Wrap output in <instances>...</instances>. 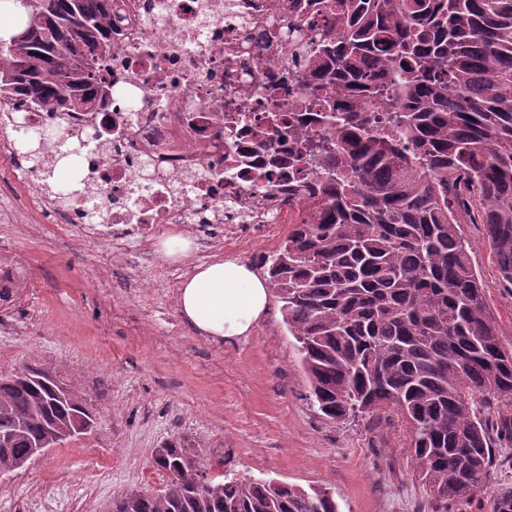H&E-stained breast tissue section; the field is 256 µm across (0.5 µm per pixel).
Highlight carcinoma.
<instances>
[{"instance_id":"cac0c4a2","label":"carcinoma","mask_w":512,"mask_h":512,"mask_svg":"<svg viewBox=\"0 0 512 512\" xmlns=\"http://www.w3.org/2000/svg\"><path fill=\"white\" fill-rule=\"evenodd\" d=\"M292 12L258 34L280 59L258 88L265 145L306 210L267 257L268 281L319 416L396 411L433 512H448L482 489L492 438L512 441V415L492 423L474 410L479 395L512 405V352L457 230L464 217L484 225L512 285V0H292ZM38 13V41L0 47V94L108 111L112 0H32L16 27ZM296 14L325 17L335 36ZM302 112L326 136L286 148ZM19 287L0 272L1 302ZM25 370L0 378V473L90 406L51 368ZM153 463L167 486L123 495L112 512H338L323 489L207 478L194 439ZM492 512H512V487Z\"/></svg>"}]
</instances>
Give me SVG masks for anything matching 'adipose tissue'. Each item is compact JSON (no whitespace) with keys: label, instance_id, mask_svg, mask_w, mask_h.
<instances>
[{"label":"adipose tissue","instance_id":"adipose-tissue-1","mask_svg":"<svg viewBox=\"0 0 512 512\" xmlns=\"http://www.w3.org/2000/svg\"><path fill=\"white\" fill-rule=\"evenodd\" d=\"M182 317L215 342L249 336L268 311V284L252 266L236 258L200 265L178 295Z\"/></svg>","mask_w":512,"mask_h":512}]
</instances>
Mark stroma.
Here are the masks:
<instances>
[{"mask_svg": "<svg viewBox=\"0 0 512 512\" xmlns=\"http://www.w3.org/2000/svg\"><path fill=\"white\" fill-rule=\"evenodd\" d=\"M289 231L252 224L238 245L224 225L188 227L199 246L176 260L133 239L64 234L44 223L0 157V259L24 271L23 287L0 304V373L49 366L97 417L87 435L0 475V512H108L126 493L161 490L168 478L153 456L180 437L203 444L212 473L327 488L339 512H432L396 412L336 424L318 416L278 299L233 343L211 341L181 317L167 270L187 278L223 256L260 270ZM459 232L500 342L512 350V287L498 276L483 225ZM494 455L483 488L451 512H490L499 488L512 485V443Z\"/></svg>", "mask_w": 512, "mask_h": 512, "instance_id": "35a3bbf8", "label": "stroma"}]
</instances>
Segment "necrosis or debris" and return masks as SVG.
<instances>
[{
	"label": "necrosis or debris",
	"mask_w": 512,
	"mask_h": 512,
	"mask_svg": "<svg viewBox=\"0 0 512 512\" xmlns=\"http://www.w3.org/2000/svg\"><path fill=\"white\" fill-rule=\"evenodd\" d=\"M288 0H112L120 30L108 68L107 112H41L0 96V154L19 165L21 187L36 207L86 236L157 241L174 224H287L303 202L258 145L264 136L257 85L274 60L241 52L243 39L266 29ZM68 138L78 154L44 162L57 174H32L34 157L13 127ZM111 139L97 137L100 127Z\"/></svg>",
	"instance_id": "1"
}]
</instances>
